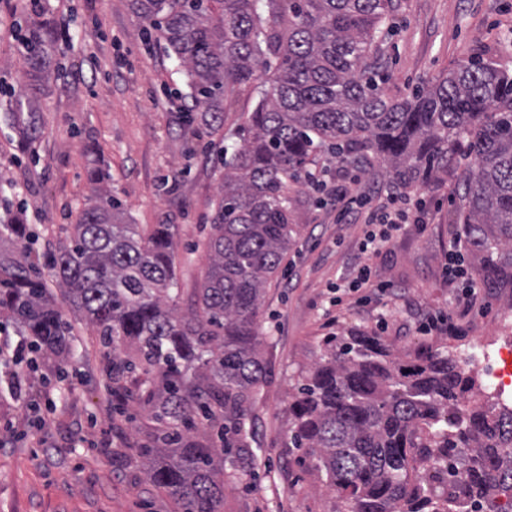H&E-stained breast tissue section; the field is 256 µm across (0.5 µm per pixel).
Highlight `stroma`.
Wrapping results in <instances>:
<instances>
[{"label": "stroma", "instance_id": "1", "mask_svg": "<svg viewBox=\"0 0 512 512\" xmlns=\"http://www.w3.org/2000/svg\"><path fill=\"white\" fill-rule=\"evenodd\" d=\"M383 23L382 71L389 96L402 97L446 75L476 49L512 69V0H395ZM5 22L49 23L58 40L43 86H35L10 32L0 33V220L19 217L37 240L35 273L101 190L122 201L133 224L177 227L175 270L188 306L207 268L205 230L220 197V150L234 144L258 102L244 91L224 104L222 134L183 130L188 89L174 59L145 37L129 0H0ZM33 100L37 130L26 134L9 106ZM469 160L408 187L430 209L426 227L408 224L370 257L385 294L369 303L357 294L332 305L334 287L362 262L360 224L336 221V203L306 183L290 184L296 200L294 240L284 270L269 281L257 324L269 339L268 368L252 408L253 446L260 463L225 471L223 512H347L326 488L303 448L291 443L288 405L301 370L318 362L324 339L360 330L412 354L431 345L466 363L472 399L512 402L487 382L480 345L512 336V283L493 281L473 256L480 286L464 293L443 271L461 234V176ZM444 318L454 333L426 331ZM107 358L90 327L74 326L63 357L17 359L23 393L0 379V512H176L173 500L144 473L149 409L139 399L116 405Z\"/></svg>", "mask_w": 512, "mask_h": 512}]
</instances>
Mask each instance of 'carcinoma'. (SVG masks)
Masks as SVG:
<instances>
[{"label": "carcinoma", "mask_w": 512, "mask_h": 512, "mask_svg": "<svg viewBox=\"0 0 512 512\" xmlns=\"http://www.w3.org/2000/svg\"><path fill=\"white\" fill-rule=\"evenodd\" d=\"M147 38L175 57L189 89L183 115L224 126V101L250 90L259 101L240 143L224 148V182L207 236L208 266L186 310L178 308L176 225L127 224L103 190L100 204L64 228L49 268L63 299L100 346L115 352L111 393L128 397L138 374L154 443L147 479L180 512H221L224 459L255 461L249 410L267 369L255 328L268 281L296 234L288 182L311 180L326 151L340 162L377 158L402 186L471 158L463 230L492 276L512 280V73L470 57L405 97L383 89L377 42L394 0H131ZM19 43L36 81L48 79L50 28L25 26ZM21 258L0 254V313L21 325L33 352L65 355L73 322L43 280L33 279L34 234L1 224ZM473 379L430 347L399 355L380 337L326 340L301 372L289 406L295 448H305L348 512H483L512 507V407H466Z\"/></svg>", "instance_id": "carcinoma-1"}]
</instances>
